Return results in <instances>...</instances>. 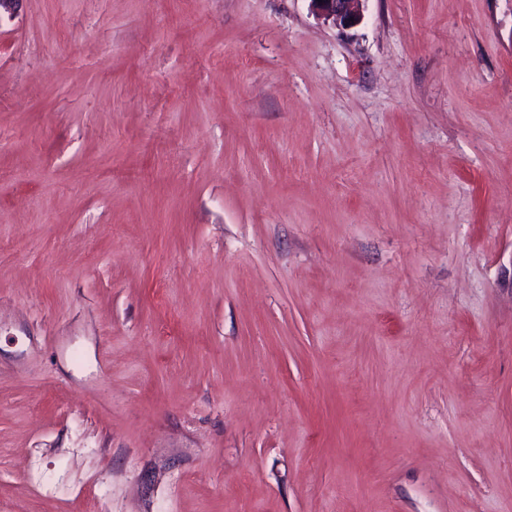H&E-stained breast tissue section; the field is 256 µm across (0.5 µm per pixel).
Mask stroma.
Segmentation results:
<instances>
[{
  "mask_svg": "<svg viewBox=\"0 0 512 512\" xmlns=\"http://www.w3.org/2000/svg\"><path fill=\"white\" fill-rule=\"evenodd\" d=\"M0 512H512V0L0 17ZM312 11L324 23L343 30L356 27L362 19L360 4L364 0H309Z\"/></svg>",
  "mask_w": 512,
  "mask_h": 512,
  "instance_id": "35a3bbf8",
  "label": "stroma"
}]
</instances>
